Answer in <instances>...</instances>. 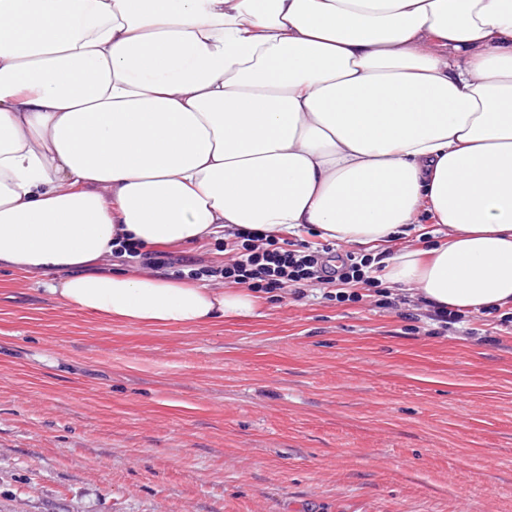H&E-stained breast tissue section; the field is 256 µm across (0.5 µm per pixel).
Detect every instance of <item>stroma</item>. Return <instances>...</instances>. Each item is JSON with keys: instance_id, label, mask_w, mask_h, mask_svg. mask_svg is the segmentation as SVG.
<instances>
[{"instance_id": "35a3bbf8", "label": "stroma", "mask_w": 512, "mask_h": 512, "mask_svg": "<svg viewBox=\"0 0 512 512\" xmlns=\"http://www.w3.org/2000/svg\"><path fill=\"white\" fill-rule=\"evenodd\" d=\"M108 322L0 269V512H512V325L413 292Z\"/></svg>"}]
</instances>
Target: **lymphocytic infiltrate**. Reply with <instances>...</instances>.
Masks as SVG:
<instances>
[{"instance_id": "obj_1", "label": "lymphocytic infiltrate", "mask_w": 512, "mask_h": 512, "mask_svg": "<svg viewBox=\"0 0 512 512\" xmlns=\"http://www.w3.org/2000/svg\"><path fill=\"white\" fill-rule=\"evenodd\" d=\"M238 250L224 266L206 269H188L171 253L148 250L133 243H120L119 252L127 254L132 262L172 269L175 276H200L224 279L228 284H245L258 293H272L288 289L299 290L316 283L337 287L336 301L355 302L359 296L354 288L366 285L382 287L383 282L371 274L369 259L349 255L339 265H331L321 250H291L283 246L281 238L260 237L249 233L238 236Z\"/></svg>"}]
</instances>
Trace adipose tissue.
Masks as SVG:
<instances>
[{
    "label": "adipose tissue",
    "mask_w": 512,
    "mask_h": 512,
    "mask_svg": "<svg viewBox=\"0 0 512 512\" xmlns=\"http://www.w3.org/2000/svg\"><path fill=\"white\" fill-rule=\"evenodd\" d=\"M429 306L512 304V0H0V267L149 328L255 314L102 266L223 233L370 249Z\"/></svg>",
    "instance_id": "ef3b65f1"
}]
</instances>
